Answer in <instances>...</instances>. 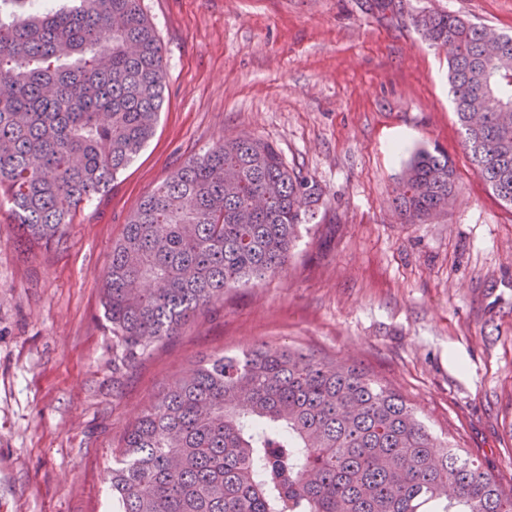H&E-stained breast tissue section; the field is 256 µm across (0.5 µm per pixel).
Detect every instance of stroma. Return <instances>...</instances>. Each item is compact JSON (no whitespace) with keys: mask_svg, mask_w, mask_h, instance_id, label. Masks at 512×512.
I'll list each match as a JSON object with an SVG mask.
<instances>
[{"mask_svg":"<svg viewBox=\"0 0 512 512\" xmlns=\"http://www.w3.org/2000/svg\"><path fill=\"white\" fill-rule=\"evenodd\" d=\"M164 49L155 134L58 245L22 252L0 208V512H110L112 451L200 359L260 344L346 361L512 491V206L476 174L448 56L412 24L445 12L512 34V0H141ZM272 143L323 204L288 267L226 289L134 367L112 361L101 284L141 199L219 138ZM458 197L408 222L420 149Z\"/></svg>","mask_w":512,"mask_h":512,"instance_id":"1","label":"stroma"}]
</instances>
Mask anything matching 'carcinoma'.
<instances>
[{
	"label": "carcinoma",
	"mask_w": 512,
	"mask_h": 512,
	"mask_svg": "<svg viewBox=\"0 0 512 512\" xmlns=\"http://www.w3.org/2000/svg\"><path fill=\"white\" fill-rule=\"evenodd\" d=\"M0 0V204L23 244L60 242L153 136L166 62L141 0ZM451 47L448 84L474 170L512 205V35L412 17ZM503 100L484 109L483 89ZM456 171L418 150L394 202L429 217ZM317 185L271 143L222 138L146 195L112 246L102 307L120 365L180 334L240 283L286 269ZM120 512H512V494L439 445L396 390L362 370L262 345L214 354L168 386L112 454Z\"/></svg>",
	"instance_id": "carcinoma-1"
}]
</instances>
